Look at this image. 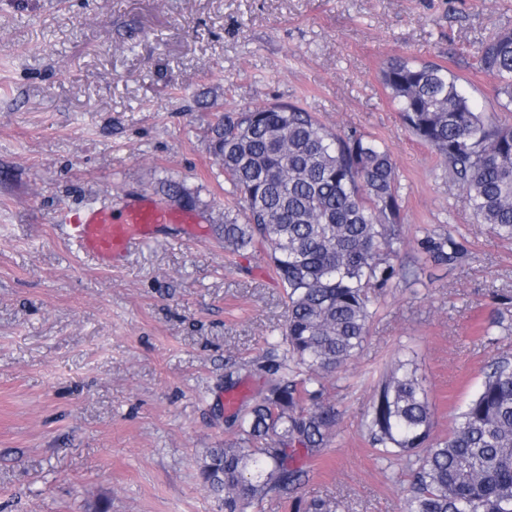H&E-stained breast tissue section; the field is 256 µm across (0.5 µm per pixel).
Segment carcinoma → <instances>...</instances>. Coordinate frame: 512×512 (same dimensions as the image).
Returning <instances> with one entry per match:
<instances>
[{
  "instance_id": "obj_1",
  "label": "carcinoma",
  "mask_w": 512,
  "mask_h": 512,
  "mask_svg": "<svg viewBox=\"0 0 512 512\" xmlns=\"http://www.w3.org/2000/svg\"><path fill=\"white\" fill-rule=\"evenodd\" d=\"M478 68L499 80L512 106V32L482 48ZM380 79L409 131L434 151L478 224L512 240V125L472 107L448 68L395 57ZM210 148L243 217L224 213V249L268 252L288 298L284 361L251 406L237 409V437L208 449L204 486L224 512L270 496L288 501L306 472L295 461L327 447L340 414L322 402L324 378L356 357L372 317L370 289L403 274L395 267L401 180L380 142L339 134L295 105L221 116ZM437 265L460 243L425 235ZM293 365H288V362ZM432 410L417 370L398 362L375 386L366 422L373 446L405 457L411 481L403 512H512V357L495 359L447 438L431 441Z\"/></svg>"
}]
</instances>
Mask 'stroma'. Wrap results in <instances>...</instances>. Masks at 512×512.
Instances as JSON below:
<instances>
[{
  "instance_id": "obj_1",
  "label": "stroma",
  "mask_w": 512,
  "mask_h": 512,
  "mask_svg": "<svg viewBox=\"0 0 512 512\" xmlns=\"http://www.w3.org/2000/svg\"><path fill=\"white\" fill-rule=\"evenodd\" d=\"M502 30L512 0H0V512H219L198 461L235 438L229 382L258 393L281 359L269 346L286 305L262 249L224 250L237 200L207 128L289 103L387 146L404 237L362 351L324 381L340 420L299 459L294 496L402 512L405 464L379 458L364 427L373 386L412 361L447 437L491 361L512 356V242L475 223L380 71L398 55L441 64L477 111L512 123L475 67ZM167 179L203 238L173 226L107 270L56 221L163 200ZM428 230L461 257L427 261Z\"/></svg>"
}]
</instances>
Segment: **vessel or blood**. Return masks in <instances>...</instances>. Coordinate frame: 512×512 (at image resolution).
<instances>
[{
  "label": "vessel or blood",
  "instance_id": "vessel-or-blood-1",
  "mask_svg": "<svg viewBox=\"0 0 512 512\" xmlns=\"http://www.w3.org/2000/svg\"><path fill=\"white\" fill-rule=\"evenodd\" d=\"M58 220L65 225L68 240L102 268L122 265L135 247L159 239L167 225H181L191 239L203 234L193 213L149 197L127 202L117 210L99 206L72 215L62 212Z\"/></svg>",
  "mask_w": 512,
  "mask_h": 512
}]
</instances>
